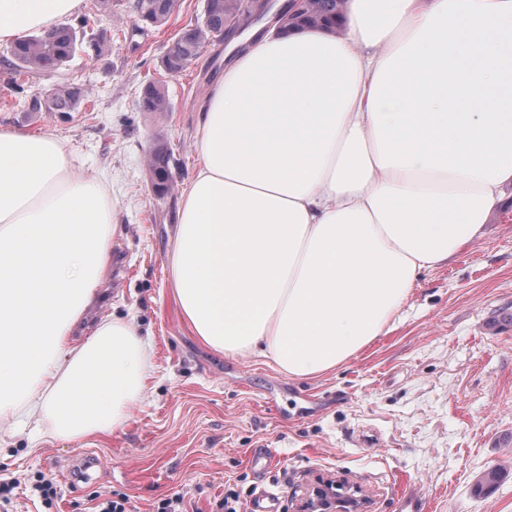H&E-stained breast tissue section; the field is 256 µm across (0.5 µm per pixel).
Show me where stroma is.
I'll use <instances>...</instances> for the list:
<instances>
[{
	"instance_id": "obj_1",
	"label": "stroma",
	"mask_w": 512,
	"mask_h": 512,
	"mask_svg": "<svg viewBox=\"0 0 512 512\" xmlns=\"http://www.w3.org/2000/svg\"><path fill=\"white\" fill-rule=\"evenodd\" d=\"M205 0H179L160 26L140 22L133 0H83L64 24L96 15L100 56L76 53L22 87L0 77V125L51 132L75 169L111 188L112 268L106 299L85 321L132 320L151 339L146 401L111 434L68 440L0 423V484H13L9 512H94L112 494L133 512H153L179 494L187 512H212L227 487L252 499L277 494L278 512H297L320 479L361 491L366 512H399L410 490L427 512H512V188L476 238L446 267L423 273L393 329L336 369L291 378L269 360L205 347L171 292L169 252L180 196L197 165L196 105L230 52L214 38L186 69L161 59L182 28L203 18ZM159 80L165 112L140 109L142 88ZM81 83L76 112L20 111L30 95ZM171 151L167 189L156 193L150 155ZM261 448L278 464L258 478L247 465ZM102 462L74 477L83 455ZM493 484H483L488 471ZM52 478L53 506L29 482Z\"/></svg>"
}]
</instances>
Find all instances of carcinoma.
<instances>
[{
  "mask_svg": "<svg viewBox=\"0 0 512 512\" xmlns=\"http://www.w3.org/2000/svg\"><path fill=\"white\" fill-rule=\"evenodd\" d=\"M343 0H310L307 12L300 19L302 23L322 24L330 21L339 12ZM243 8L241 0H206L202 24L188 25L173 43V48L163 56L161 65L168 73L182 71L195 60L206 42L224 34V27L236 19ZM142 22L152 26L165 24L173 14L168 0H139ZM80 43L69 27H58L52 31L50 40L45 35L25 37L17 40L10 49L11 58L4 61L6 84H17L18 77L32 71L55 70L67 62L77 51ZM83 96L80 86L74 83L58 87L52 95L28 104L30 112H76ZM141 110L144 112H165L168 110L166 94L161 85L150 81L143 87ZM168 148L160 144L155 150V189L162 193L168 179Z\"/></svg>",
  "mask_w": 512,
  "mask_h": 512,
  "instance_id": "cac0c4a2",
  "label": "carcinoma"
}]
</instances>
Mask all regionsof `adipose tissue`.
<instances>
[{
    "label": "adipose tissue",
    "mask_w": 512,
    "mask_h": 512,
    "mask_svg": "<svg viewBox=\"0 0 512 512\" xmlns=\"http://www.w3.org/2000/svg\"><path fill=\"white\" fill-rule=\"evenodd\" d=\"M82 0H0V43ZM512 0H344L252 32L198 108L170 287L208 348L295 378L390 331L423 273L512 187ZM112 202L50 133L0 127V422L110 433L145 398L147 338H71L107 276ZM342 4L343 0H311L307 12L294 24H322L329 22L333 17H336Z\"/></svg>",
    "instance_id": "adipose-tissue-1"
}]
</instances>
